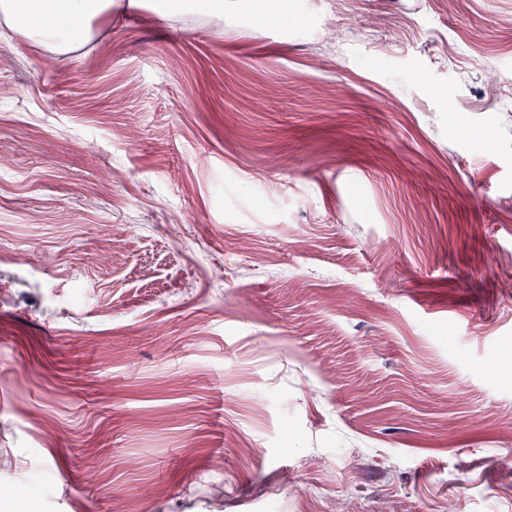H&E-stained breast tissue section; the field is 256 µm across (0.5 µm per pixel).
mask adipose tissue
Wrapping results in <instances>:
<instances>
[{"mask_svg": "<svg viewBox=\"0 0 512 512\" xmlns=\"http://www.w3.org/2000/svg\"><path fill=\"white\" fill-rule=\"evenodd\" d=\"M124 6H141L163 17L224 12V0H0V22L22 38L37 40L51 53L64 56L92 40L99 23L111 21L113 9ZM31 14L43 16L39 29L27 28Z\"/></svg>", "mask_w": 512, "mask_h": 512, "instance_id": "ef3b65f1", "label": "adipose tissue"}]
</instances>
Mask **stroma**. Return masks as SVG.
Segmentation results:
<instances>
[{"label":"stroma","instance_id":"1","mask_svg":"<svg viewBox=\"0 0 512 512\" xmlns=\"http://www.w3.org/2000/svg\"><path fill=\"white\" fill-rule=\"evenodd\" d=\"M287 3L0 27V512H512V0Z\"/></svg>","mask_w":512,"mask_h":512}]
</instances>
